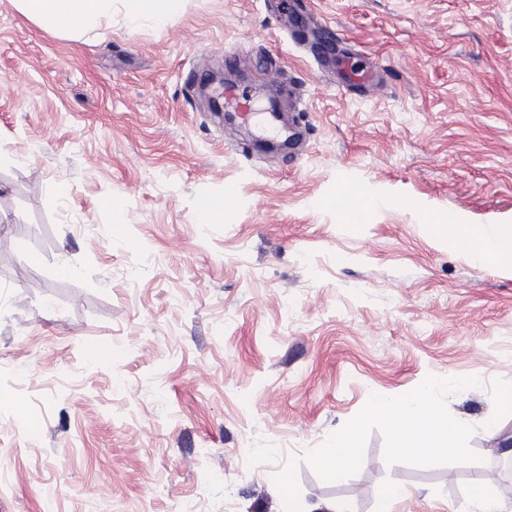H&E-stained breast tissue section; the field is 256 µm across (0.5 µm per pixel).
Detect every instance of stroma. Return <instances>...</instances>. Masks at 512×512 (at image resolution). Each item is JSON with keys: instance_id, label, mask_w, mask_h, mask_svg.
Segmentation results:
<instances>
[{"instance_id": "35a3bbf8", "label": "stroma", "mask_w": 512, "mask_h": 512, "mask_svg": "<svg viewBox=\"0 0 512 512\" xmlns=\"http://www.w3.org/2000/svg\"><path fill=\"white\" fill-rule=\"evenodd\" d=\"M243 67L227 125L199 83ZM342 186L378 206L323 207ZM429 216L512 225V0H112L75 33L0 0V512H284L254 443L430 374L480 379L447 402L480 462L390 464L375 430L300 498L470 512L512 482V269ZM128 13L133 20H164L177 15L182 0H126ZM469 500L479 512H504L493 479L485 478L475 483L469 491Z\"/></svg>"}]
</instances>
